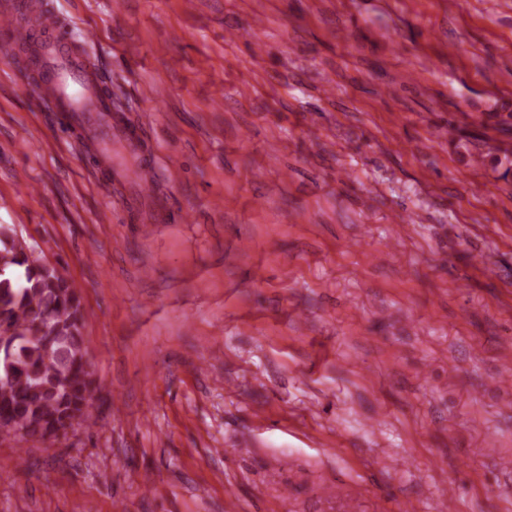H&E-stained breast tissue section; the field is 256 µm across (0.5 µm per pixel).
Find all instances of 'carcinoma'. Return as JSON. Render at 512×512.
I'll return each mask as SVG.
<instances>
[{
	"label": "carcinoma",
	"instance_id": "obj_1",
	"mask_svg": "<svg viewBox=\"0 0 512 512\" xmlns=\"http://www.w3.org/2000/svg\"><path fill=\"white\" fill-rule=\"evenodd\" d=\"M76 288L0 225V429L25 440L92 420Z\"/></svg>",
	"mask_w": 512,
	"mask_h": 512
}]
</instances>
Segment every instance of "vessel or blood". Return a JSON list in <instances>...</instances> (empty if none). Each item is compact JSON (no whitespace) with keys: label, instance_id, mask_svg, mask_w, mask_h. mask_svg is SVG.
Here are the masks:
<instances>
[{"label":"vessel or blood","instance_id":"obj_1","mask_svg":"<svg viewBox=\"0 0 512 512\" xmlns=\"http://www.w3.org/2000/svg\"><path fill=\"white\" fill-rule=\"evenodd\" d=\"M25 29L37 67L27 79L29 91L60 117L61 124L78 131L86 149L104 172L112 170V141L121 139L131 155H139L145 139L138 125L117 113L107 81L85 46L97 32L86 29L81 46L68 41V31L47 13L43 0H0V36ZM121 178L139 194H151L153 171L139 163L123 168Z\"/></svg>","mask_w":512,"mask_h":512}]
</instances>
